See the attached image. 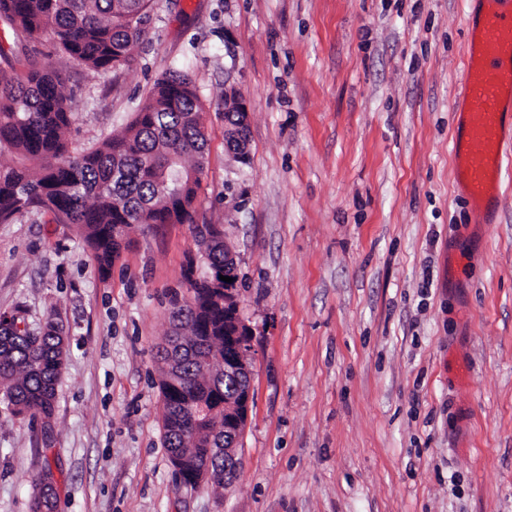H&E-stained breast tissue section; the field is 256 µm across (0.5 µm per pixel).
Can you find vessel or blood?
<instances>
[{
  "mask_svg": "<svg viewBox=\"0 0 512 512\" xmlns=\"http://www.w3.org/2000/svg\"><path fill=\"white\" fill-rule=\"evenodd\" d=\"M468 27L466 80L453 138L454 175L476 224L492 223L512 158V0H481Z\"/></svg>",
  "mask_w": 512,
  "mask_h": 512,
  "instance_id": "1",
  "label": "vessel or blood"
}]
</instances>
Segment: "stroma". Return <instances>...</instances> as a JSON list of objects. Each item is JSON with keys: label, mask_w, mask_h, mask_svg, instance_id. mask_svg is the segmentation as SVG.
I'll return each mask as SVG.
<instances>
[{"label": "stroma", "mask_w": 512, "mask_h": 512, "mask_svg": "<svg viewBox=\"0 0 512 512\" xmlns=\"http://www.w3.org/2000/svg\"><path fill=\"white\" fill-rule=\"evenodd\" d=\"M476 0H152L131 66L51 64L69 149L187 74L209 139L190 224L133 226L100 274L77 228L0 223V313L58 323L53 442L0 406V512H512V179L474 224L453 173ZM250 161L224 144V90ZM220 224L252 328V410L226 487L177 483L157 348L169 299Z\"/></svg>", "instance_id": "obj_1"}]
</instances>
